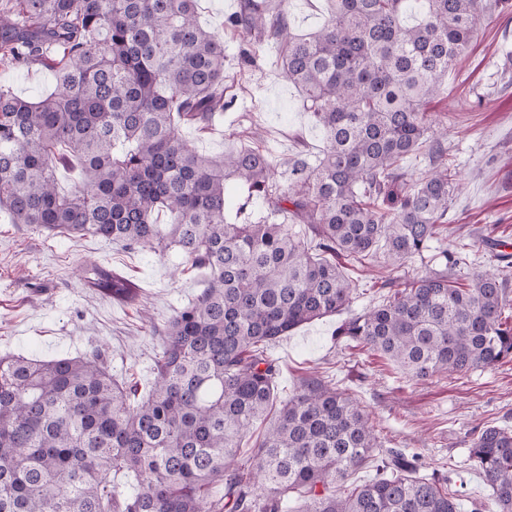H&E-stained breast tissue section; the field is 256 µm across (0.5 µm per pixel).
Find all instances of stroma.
<instances>
[{
    "instance_id": "1",
    "label": "stroma",
    "mask_w": 512,
    "mask_h": 512,
    "mask_svg": "<svg viewBox=\"0 0 512 512\" xmlns=\"http://www.w3.org/2000/svg\"><path fill=\"white\" fill-rule=\"evenodd\" d=\"M239 5L240 0H198L201 22L224 40V97L231 105L210 132L186 128L182 135L199 152L218 156L239 147L238 133L257 126L279 173L291 157L319 156L324 135L278 68L276 44H258L226 28ZM0 82L21 97L53 88L38 63L0 70ZM431 110L447 116L448 162L463 183L441 239L424 257L393 272L376 263L347 264L354 288L350 306L277 339L267 354L281 368L278 400H286L311 373L335 383L370 414L384 447L417 456L423 473L450 478L468 505L485 495L468 461L474 428L512 427V361L416 381L384 358L351 347L336 330L377 305L383 283L424 273L443 249L464 248L472 272L506 266L495 251L512 245V0L481 17L469 49L448 72L447 97ZM92 263L134 279L143 292L140 306L117 305L87 288L79 272ZM202 286L201 274L188 270L179 253L133 251L89 235H52L13 224L0 212V356L50 360L97 346L107 351L116 376L147 393L162 348L151 322L174 316Z\"/></svg>"
}]
</instances>
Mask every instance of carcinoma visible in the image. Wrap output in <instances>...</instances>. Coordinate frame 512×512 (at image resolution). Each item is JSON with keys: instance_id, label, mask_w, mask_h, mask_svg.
<instances>
[{"instance_id": "1", "label": "carcinoma", "mask_w": 512, "mask_h": 512, "mask_svg": "<svg viewBox=\"0 0 512 512\" xmlns=\"http://www.w3.org/2000/svg\"><path fill=\"white\" fill-rule=\"evenodd\" d=\"M322 27L291 30L272 0H242L230 20L277 44V63L324 134L311 163L274 178L256 144L198 153L180 128L224 112V41L197 0H5L0 66L37 61L55 88L24 99L0 84V210L52 235H91L130 249L180 252L205 285L152 333L163 339L148 394L117 379L104 353L49 361L0 357V512H462L448 480L384 455L358 402L318 376L268 417L279 369L267 347L344 310L353 286L340 260L397 268L429 250L458 174L430 105L468 48L484 0H330ZM429 148L432 170L407 179ZM79 180L59 190L57 170ZM233 180L264 210H225ZM169 217L160 224L159 214ZM287 215L293 223L285 224ZM404 283L336 335L409 377L492 369L512 359L506 275L458 282L466 253ZM85 285L126 306L139 288L91 264ZM264 434L247 461L241 440ZM469 464L486 494L471 512H512V430L475 429ZM377 476L343 494L360 467ZM135 477L120 495L112 477ZM223 494L216 497L213 489Z\"/></svg>"}]
</instances>
